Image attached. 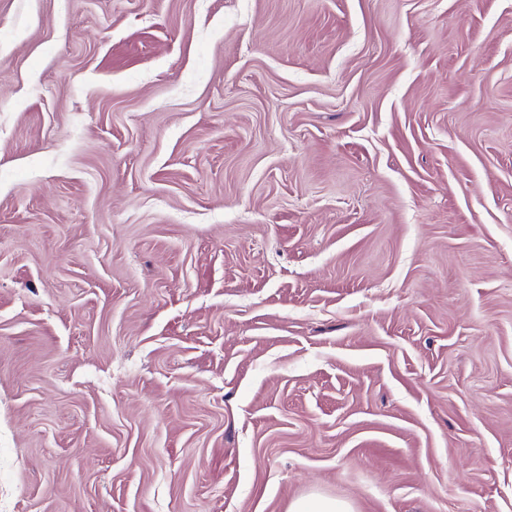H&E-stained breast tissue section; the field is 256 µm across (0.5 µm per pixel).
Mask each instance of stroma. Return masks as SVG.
<instances>
[{
    "label": "stroma",
    "mask_w": 512,
    "mask_h": 512,
    "mask_svg": "<svg viewBox=\"0 0 512 512\" xmlns=\"http://www.w3.org/2000/svg\"><path fill=\"white\" fill-rule=\"evenodd\" d=\"M512 512V0H0V512ZM290 512H353L351 506L335 498L312 494L296 501Z\"/></svg>",
    "instance_id": "35a3bbf8"
}]
</instances>
